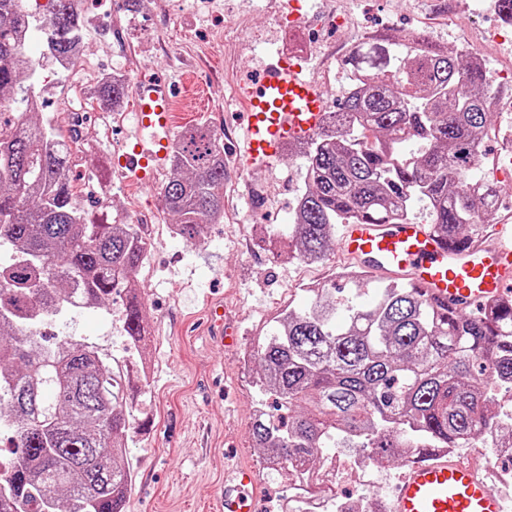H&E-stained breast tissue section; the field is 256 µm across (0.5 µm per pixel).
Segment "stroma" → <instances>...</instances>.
Returning a JSON list of instances; mask_svg holds the SVG:
<instances>
[{"label": "stroma", "mask_w": 512, "mask_h": 512, "mask_svg": "<svg viewBox=\"0 0 512 512\" xmlns=\"http://www.w3.org/2000/svg\"><path fill=\"white\" fill-rule=\"evenodd\" d=\"M279 0H142L136 16L121 0H81L87 18L85 53L77 67L53 78L55 92L44 115L77 120L80 150L71 163L78 182H92L82 206L98 218L122 216L131 224L152 227L154 244L139 269L137 291L144 303L146 336L139 356L144 381L126 395L130 416L127 454L134 470L126 512H217L226 463L234 460L258 474L262 496L257 512H270L292 493L286 474L264 468L251 438V414L270 395L255 385L258 367L245 360L258 336L255 328L284 302L297 309L310 303L306 283L333 281L334 269L347 265L340 250L307 264L280 257L275 248L257 245V225L291 223L303 183L304 160L284 156L272 169L257 168L246 177L260 191L255 200L227 182L224 221L206 224L194 243L172 234L161 190L142 187L112 169V151L129 125L130 104L104 111L95 97L102 75L126 79L149 71L167 73L177 54L201 62L192 73L193 89L181 95L176 127L202 122L241 132L242 85H256L264 63L279 51H302L301 64L329 97L338 102L345 84L344 62L351 44L375 32L395 37L425 33L444 51L465 46L479 53L489 76L512 67V44L491 37L499 25L492 0H307L310 25L292 30L277 26ZM512 137V83L496 106L483 151L497 155L501 171L494 184L499 216L512 217V153L501 144ZM238 317L236 349L221 346L206 315L207 302ZM122 301L108 309L83 311L44 326L47 337L73 334L94 342L114 357L127 354ZM401 464H375L364 482L340 480L336 497L364 508L366 499L387 501L391 477Z\"/></svg>", "instance_id": "35a3bbf8"}]
</instances>
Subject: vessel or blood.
I'll return each mask as SVG.
<instances>
[{
  "instance_id": "1",
  "label": "vessel or blood",
  "mask_w": 512,
  "mask_h": 512,
  "mask_svg": "<svg viewBox=\"0 0 512 512\" xmlns=\"http://www.w3.org/2000/svg\"><path fill=\"white\" fill-rule=\"evenodd\" d=\"M131 96L135 127L117 148L115 160L150 185L169 169L179 87L163 77L142 75ZM246 103L244 135L230 144L241 170L282 160L289 144L323 129L330 108L319 85L286 59L265 72ZM341 248L374 278L410 279L430 301L456 312L512 290V227L502 222L496 223L493 236L458 247L418 220L367 221L349 225ZM229 473L221 512H254L259 487L254 471L234 464ZM389 512H504V506L473 465L432 450L405 472Z\"/></svg>"
}]
</instances>
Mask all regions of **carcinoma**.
Returning <instances> with one entry per match:
<instances>
[{
	"instance_id": "1",
	"label": "carcinoma",
	"mask_w": 512,
	"mask_h": 512,
	"mask_svg": "<svg viewBox=\"0 0 512 512\" xmlns=\"http://www.w3.org/2000/svg\"><path fill=\"white\" fill-rule=\"evenodd\" d=\"M42 22L25 0H0V431L12 434L0 472V512H124L134 474L122 463L130 429L126 362L72 335L38 340L47 320L97 310L125 294L124 332L143 341V303L132 285L149 254L136 224L98 222L77 204L70 176L75 126L39 122L30 94L44 59L70 60L82 40L81 0H48ZM41 58L26 55L34 31ZM352 93L325 128L297 146L305 158L294 223L266 227L288 260L319 261L337 224L424 212L434 231L463 243L494 209L497 189L473 175L501 93L484 66L430 46L357 39L346 63ZM128 86L98 82L96 98L118 103ZM224 141L207 124L182 131L164 187L175 233L187 241L224 219ZM310 305L289 308L250 357L260 390L288 410L252 416V438L274 460L318 458L325 448H364L403 462L427 448H466L489 437L512 457V416L498 391L512 389V296L453 312L412 285L387 283L371 304L341 302L336 285L311 289Z\"/></svg>"
}]
</instances>
